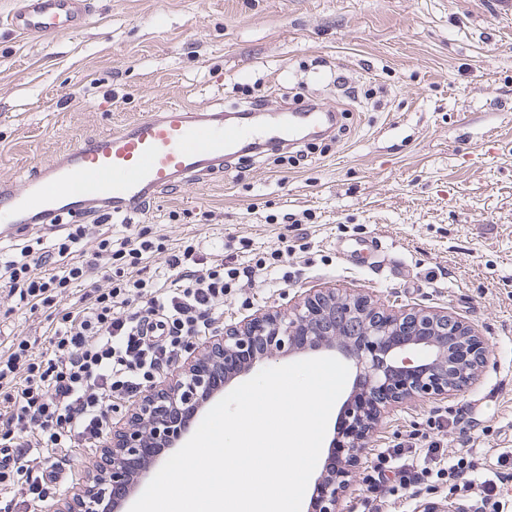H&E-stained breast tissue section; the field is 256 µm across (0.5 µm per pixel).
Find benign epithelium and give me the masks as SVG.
<instances>
[{
    "label": "benign epithelium",
    "mask_w": 512,
    "mask_h": 512,
    "mask_svg": "<svg viewBox=\"0 0 512 512\" xmlns=\"http://www.w3.org/2000/svg\"><path fill=\"white\" fill-rule=\"evenodd\" d=\"M338 353L355 371L345 408L350 427L331 448L346 456L317 479L308 512H343L350 466L392 407L415 399L460 396L486 360L479 332L450 312L432 308L384 310L364 294L320 288L286 311H260L224 332L162 386L146 390L136 411L112 434L99 460L100 476L45 512H121L156 459L147 448H175L192 420L237 377L283 356ZM122 489L117 498L111 491ZM417 512H470L454 497L426 502Z\"/></svg>",
    "instance_id": "benign-epithelium-1"
}]
</instances>
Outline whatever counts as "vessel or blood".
Instances as JSON below:
<instances>
[{
	"label": "vessel or blood",
	"mask_w": 512,
	"mask_h": 512,
	"mask_svg": "<svg viewBox=\"0 0 512 512\" xmlns=\"http://www.w3.org/2000/svg\"><path fill=\"white\" fill-rule=\"evenodd\" d=\"M93 0H16L7 24L21 35L61 36L86 26ZM252 111L221 112L169 103L58 152L33 166L21 184L0 181V236L30 225L94 212H140L158 192L189 185L221 168L225 159L262 145L300 142L306 128H331L333 110L298 105L269 112L265 124Z\"/></svg>",
	"instance_id": "1"
}]
</instances>
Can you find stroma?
Listing matches in <instances>:
<instances>
[{"label":"stroma","instance_id":"obj_1","mask_svg":"<svg viewBox=\"0 0 512 512\" xmlns=\"http://www.w3.org/2000/svg\"><path fill=\"white\" fill-rule=\"evenodd\" d=\"M347 84L361 96L346 98ZM257 95L336 109V127L163 189L131 225L96 220L84 247L143 229L165 250L193 241L206 264L281 252L228 292L227 324L316 288L451 311L485 341L478 382L390 410L345 512H414L450 494L512 512V491L494 509L475 484L452 491L434 474L414 492L366 482L383 448L470 455L473 481L512 463V0H94L88 26L66 37L0 25V180L165 103L230 111ZM49 329L45 310L0 287V355L23 338L44 353Z\"/></svg>","mask_w":512,"mask_h":512}]
</instances>
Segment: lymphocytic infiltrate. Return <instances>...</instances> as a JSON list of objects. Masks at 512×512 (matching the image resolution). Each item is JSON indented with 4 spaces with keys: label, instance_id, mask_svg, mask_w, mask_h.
<instances>
[{
    "label": "lymphocytic infiltrate",
    "instance_id": "f902f5d3",
    "mask_svg": "<svg viewBox=\"0 0 512 512\" xmlns=\"http://www.w3.org/2000/svg\"><path fill=\"white\" fill-rule=\"evenodd\" d=\"M86 227L72 225L49 245L0 254V286L19 301L49 312V353L35 357L19 341L0 357V512H36L69 478L70 456L92 450L112 431V400L134 396L165 373L191 340L212 334L224 314V294L255 266L216 261L200 266L185 243L169 253L165 283L143 277L141 265L160 246L146 233L99 235L87 250ZM51 272H43V265ZM107 285L94 286V274ZM83 287L79 303L65 294ZM400 448L377 454L370 479L419 488L427 468L405 461Z\"/></svg>",
    "mask_w": 512,
    "mask_h": 512
}]
</instances>
